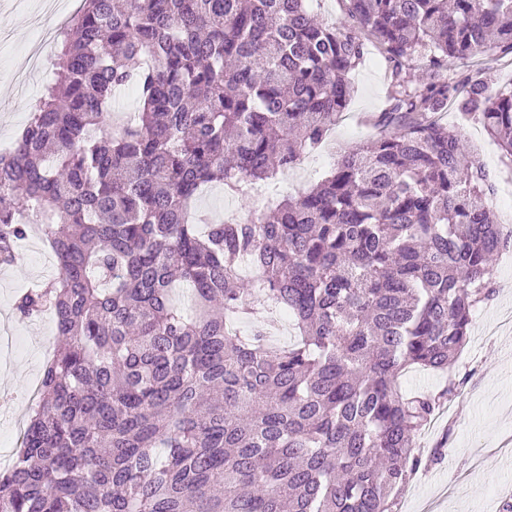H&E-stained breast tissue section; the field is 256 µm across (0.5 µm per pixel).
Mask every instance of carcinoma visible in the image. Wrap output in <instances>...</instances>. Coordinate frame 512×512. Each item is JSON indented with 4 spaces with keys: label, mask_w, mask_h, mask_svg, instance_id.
I'll return each instance as SVG.
<instances>
[{
    "label": "carcinoma",
    "mask_w": 512,
    "mask_h": 512,
    "mask_svg": "<svg viewBox=\"0 0 512 512\" xmlns=\"http://www.w3.org/2000/svg\"><path fill=\"white\" fill-rule=\"evenodd\" d=\"M341 3L336 27L307 0H83L63 26L0 153V265L31 222L58 262L15 310L52 311L65 338L0 512H400L460 382L406 394L398 378L448 371L512 246L460 127L478 121L512 168V86L448 70L489 45L512 56V0ZM369 44L391 71L379 135L254 218L200 220L206 186L247 195L323 143ZM133 81L138 110L114 132ZM271 304L296 342L228 330Z\"/></svg>",
    "instance_id": "carcinoma-1"
}]
</instances>
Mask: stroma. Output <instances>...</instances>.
<instances>
[{
	"mask_svg": "<svg viewBox=\"0 0 512 512\" xmlns=\"http://www.w3.org/2000/svg\"><path fill=\"white\" fill-rule=\"evenodd\" d=\"M40 0H0V34L14 46L7 57L8 70H20L27 59L26 43L33 36L32 17ZM54 47H47L33 76L29 91L10 89L8 79L0 96V148L11 146L15 134L27 121L31 104L49 82ZM497 52L488 47L468 63L449 61L459 74L480 73L490 90L512 81V69L498 64ZM352 97L332 131L333 141L303 155L281 179L282 194H298L316 184L337 161L341 147L360 144L377 134L369 118L384 108L389 87L385 60L367 55L351 73ZM462 134L474 158L496 177L498 212L512 204V172L501 163V151L477 121L467 123ZM268 205L266 193L242 196L224 185L205 188L195 202L196 211L217 220L224 214L254 216ZM21 259L12 267L0 266V337L20 338L23 346L12 355H0V393H13L16 401L0 409V466L12 458L21 432L28 424V408L40 386L44 367L60 337L50 315L20 317L14 301L36 281H53L56 259L40 234H30L20 244ZM497 292L492 301L473 313L468 344L453 374L466 381L423 431L420 443L431 449L445 446L446 457L422 468L411 479L404 494L406 512H491L497 489L512 488V331H492L491 326L512 311V263L497 258L492 269Z\"/></svg>",
	"mask_w": 512,
	"mask_h": 512,
	"instance_id": "obj_1",
	"label": "stroma"
}]
</instances>
